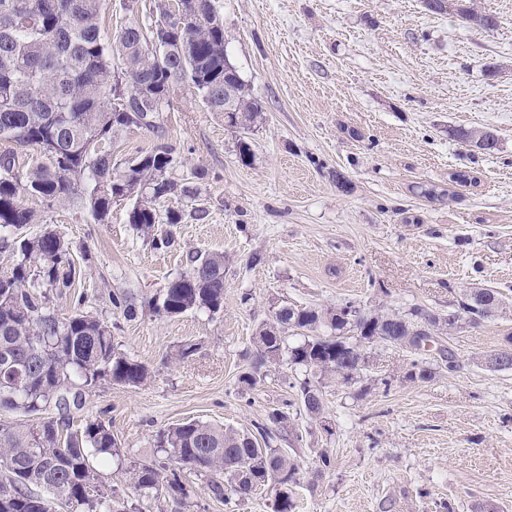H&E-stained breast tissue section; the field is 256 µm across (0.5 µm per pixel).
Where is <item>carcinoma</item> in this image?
<instances>
[{
    "mask_svg": "<svg viewBox=\"0 0 512 512\" xmlns=\"http://www.w3.org/2000/svg\"><path fill=\"white\" fill-rule=\"evenodd\" d=\"M187 0L156 4L147 25L123 24L103 31L106 0H0V244L15 257L0 274V413L37 414L53 404L59 417L37 426L0 418V512H56L59 504L73 512H125L126 505L106 491L95 461L113 462L129 475L139 497L170 499L183 506L190 491L176 469L155 460L124 468L121 444L96 416L70 432L67 394L101 382L141 386L146 366L121 352L108 326L81 309L67 317L50 306V294H68L80 276L64 236L48 225L42 233L18 235L14 229L40 224L43 217L23 202L47 206L81 203L103 224L112 201L133 198L128 223L152 246L168 248L170 227L185 213L170 210L160 225L156 203L170 197L194 201L200 188L170 177L176 159L165 144L129 159L123 171L112 162V142L136 127L161 129L160 112L183 83L197 90L212 112L224 111V96L236 112L229 125L253 123L262 103L246 90L242 78L226 64L224 20L212 0H197V12L183 17ZM436 13L449 10L475 25L493 29L495 15L476 9L474 0H426ZM163 41L170 52L147 53ZM39 152L25 181L15 177L12 146ZM497 292L477 288L446 317L414 310L411 316L338 306L328 318L314 306L280 307L255 336L253 368L287 363L302 372L298 381L303 410L312 418L324 411V380L344 385L361 381L368 371L365 348L383 343L415 355L406 372L410 381L428 382L436 365L428 361L439 349L435 328L476 322L499 305ZM152 310L174 317L224 310V254L197 253L171 280ZM299 338L290 343L287 333ZM493 371L512 369V351L488 355ZM157 447L169 461L208 478L212 495L240 500L270 488V512H294L293 488L298 465L283 448L250 432L200 420L174 424L159 432ZM38 487L45 490L39 494Z\"/></svg>",
    "mask_w": 512,
    "mask_h": 512,
    "instance_id": "cac0c4a2",
    "label": "carcinoma"
}]
</instances>
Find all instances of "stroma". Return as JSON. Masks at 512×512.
<instances>
[{"label": "stroma", "mask_w": 512, "mask_h": 512, "mask_svg": "<svg viewBox=\"0 0 512 512\" xmlns=\"http://www.w3.org/2000/svg\"><path fill=\"white\" fill-rule=\"evenodd\" d=\"M478 4L497 16L496 29L433 13L424 0H216L228 57L265 105L260 119L229 127L185 85L161 113V132L133 128L112 147L121 163L173 146L178 180L206 170L196 201L157 204L162 216L196 208L204 217L178 224L169 249L136 234L126 200L113 202L104 224L40 202L43 224L26 229L52 225L82 271L54 299L56 313L96 314L118 349L151 372L142 386L84 389L74 424L101 417L137 461L157 457V435L172 424L251 432L277 408L297 430L275 441L300 468L295 512H443L446 503L453 512H512V371L484 363L512 335V0ZM460 129L492 130L496 150L462 143ZM458 173L470 184H455ZM423 185L441 196L420 195ZM197 250L224 254L223 312L153 313L151 302ZM476 287L497 291L500 304L443 334L456 367L432 381L406 380L411 353L374 344L367 376L327 383L316 420L301 413L300 375L287 364L264 366L255 385L240 380L258 328L283 304L350 301L443 317ZM118 291L135 318L113 307ZM186 344L194 354L174 360ZM101 473L138 512H269L270 490L227 505L188 470L184 507L137 499L115 465Z\"/></svg>", "instance_id": "stroma-1"}]
</instances>
